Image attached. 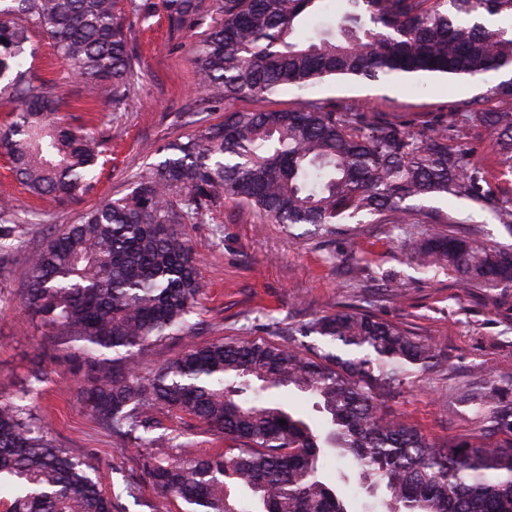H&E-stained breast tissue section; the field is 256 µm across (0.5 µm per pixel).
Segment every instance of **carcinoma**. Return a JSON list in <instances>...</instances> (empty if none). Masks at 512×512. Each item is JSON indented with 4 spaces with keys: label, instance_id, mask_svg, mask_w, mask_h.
<instances>
[{
    "label": "carcinoma",
    "instance_id": "obj_1",
    "mask_svg": "<svg viewBox=\"0 0 512 512\" xmlns=\"http://www.w3.org/2000/svg\"><path fill=\"white\" fill-rule=\"evenodd\" d=\"M165 0L171 25L206 26L193 53L196 84L218 107L266 100L284 88L425 77L476 79L485 94L427 121L353 103L304 100L294 109L226 111L165 148L131 193L99 203L47 238L29 262L28 303L41 325L70 343L86 378L85 410L112 434L148 448L141 472L160 509L186 512H348L319 473L329 451L345 456L377 512H512V383L481 376L448 396L480 414L476 433L440 444L380 409L418 370L435 365L433 343L351 306L308 322L320 343L296 349L236 336L203 342L144 376L156 343L192 329L203 283L181 237L184 224L224 223V203L247 206L263 224H310L327 233L350 220L433 224L413 259L448 269L463 288L512 280V250L460 236L459 220L408 200L452 196L494 214L512 234V197L499 196L475 150L459 139L476 126L498 164L512 170V0H345L334 31L298 37L297 19L316 0ZM143 0H0V96L18 114L0 130L14 177L45 203L78 198L107 151L102 134L56 120L75 104L17 71L30 34L53 41L84 88L81 110L115 108L137 93L124 17ZM493 102L495 107L487 104ZM0 195V240L40 224ZM47 373L0 397V512H112L95 466L59 447L36 407ZM293 388L319 424L274 397ZM186 415L224 435L228 448L202 454L170 445L157 412Z\"/></svg>",
    "mask_w": 512,
    "mask_h": 512
}]
</instances>
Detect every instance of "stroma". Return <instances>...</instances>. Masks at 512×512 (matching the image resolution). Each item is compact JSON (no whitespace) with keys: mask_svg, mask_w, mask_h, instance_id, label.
<instances>
[{"mask_svg":"<svg viewBox=\"0 0 512 512\" xmlns=\"http://www.w3.org/2000/svg\"><path fill=\"white\" fill-rule=\"evenodd\" d=\"M147 2L148 22L133 15L125 19L139 72L138 94L117 110L109 102H99L93 115V129L110 136L93 190L75 202L48 204L46 222L25 225L0 268V395L19 391L37 370L52 372V380L41 386L37 410L59 447L95 465L102 488L112 499V512H155L158 492L140 476L141 449L125 445L83 409L78 397L82 383L65 373V344L48 335L26 303L27 271L29 256L47 236L77 223L101 200L130 193L137 177L155 162V149L224 118L223 110L205 108L193 77L191 58L202 28L174 29L163 0ZM33 45L34 54L21 59L22 70L51 73L53 92L76 99L78 83L68 77L51 40L39 33ZM484 91L483 84L465 80H430L422 88L407 80L327 81L304 94L281 90L268 105L292 108L307 97L427 120L454 111ZM463 141L476 146L475 158L488 169L493 190L512 195V173L496 164L484 132L468 130ZM429 204L459 218L458 234L477 233L512 248V234L478 205L451 197L433 198ZM181 230L205 293L190 318L193 333L165 339L148 357L144 373L155 371L159 360L178 357L191 344L227 336L300 348L309 342L300 333L304 324L354 304L437 346L438 363L415 373L395 398L382 404L387 413L413 423L429 438L445 442L476 427L472 408L447 406L452 390L479 374L512 380V281L462 288L454 273L423 272L409 253L411 239L421 237L426 225H415L407 233L389 224H353L336 234L310 233L302 225L260 223L249 209L229 202L223 223L185 224ZM157 417L189 447L209 453L225 448L223 434L204 430L190 418L164 410Z\"/></svg>","mask_w":512,"mask_h":512,"instance_id":"35a3bbf8","label":"stroma"}]
</instances>
